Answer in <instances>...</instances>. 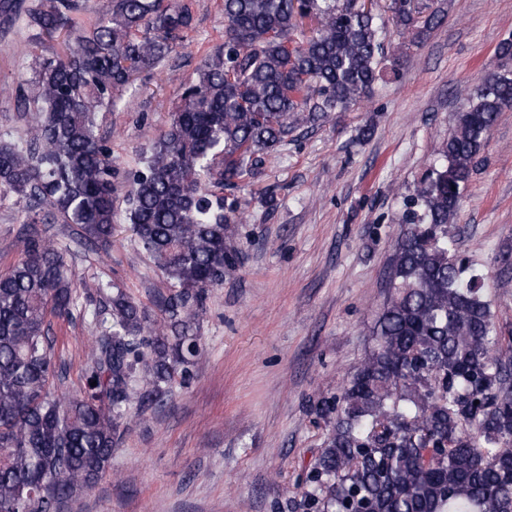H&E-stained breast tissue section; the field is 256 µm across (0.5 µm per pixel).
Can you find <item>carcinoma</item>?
Segmentation results:
<instances>
[{
  "label": "carcinoma",
  "instance_id": "cac0c4a2",
  "mask_svg": "<svg viewBox=\"0 0 512 512\" xmlns=\"http://www.w3.org/2000/svg\"><path fill=\"white\" fill-rule=\"evenodd\" d=\"M81 0H0V23L25 16L34 123L0 141V196L25 223L76 224L112 241L116 167L97 134L135 75L154 69L193 28L185 0H112L89 24ZM435 0H224V47L206 57L164 133L129 179L125 222L168 283L161 318L125 289L77 288L69 248L29 235L0 273V512H62L108 471L131 411L186 385L203 348L210 289L230 264L242 221L224 190L254 178L303 124H323L369 97L385 62L442 23ZM64 32L61 54L37 52ZM454 117L440 158L403 196L383 310L364 360L320 399L322 450L300 512H512V332L495 323L486 276L456 251L450 227L491 128L512 110V40ZM97 336L78 387L62 392L56 321ZM97 385H92V382ZM479 404H474V401Z\"/></svg>",
  "mask_w": 512,
  "mask_h": 512
}]
</instances>
